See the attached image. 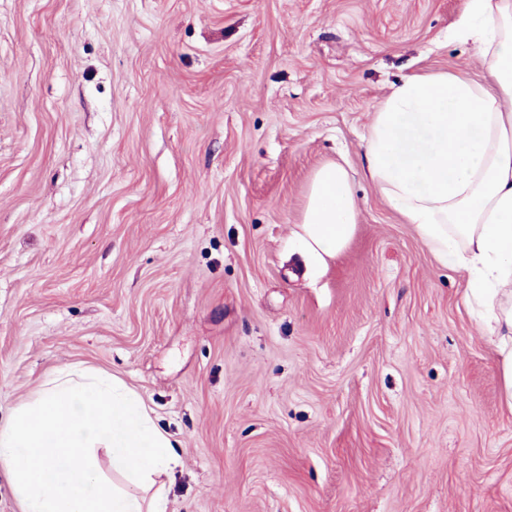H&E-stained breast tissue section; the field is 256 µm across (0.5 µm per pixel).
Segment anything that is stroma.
I'll list each match as a JSON object with an SVG mask.
<instances>
[{"label":"stroma","mask_w":512,"mask_h":512,"mask_svg":"<svg viewBox=\"0 0 512 512\" xmlns=\"http://www.w3.org/2000/svg\"><path fill=\"white\" fill-rule=\"evenodd\" d=\"M467 0H0V426L64 365L137 392L168 512H512L492 346L364 173ZM343 164L355 235L295 231Z\"/></svg>","instance_id":"35a3bbf8"}]
</instances>
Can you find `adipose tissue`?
<instances>
[{"instance_id": "ef3b65f1", "label": "adipose tissue", "mask_w": 512, "mask_h": 512, "mask_svg": "<svg viewBox=\"0 0 512 512\" xmlns=\"http://www.w3.org/2000/svg\"><path fill=\"white\" fill-rule=\"evenodd\" d=\"M473 41L481 79L406 77L374 114L366 173L440 265L465 274V301L492 345L512 409V0H468L452 32ZM357 207L341 165L313 176L298 236L321 258L352 239ZM102 448L125 485L96 466ZM170 436L120 380L64 366L0 427V470L20 512H168L159 477L178 466Z\"/></svg>"}]
</instances>
